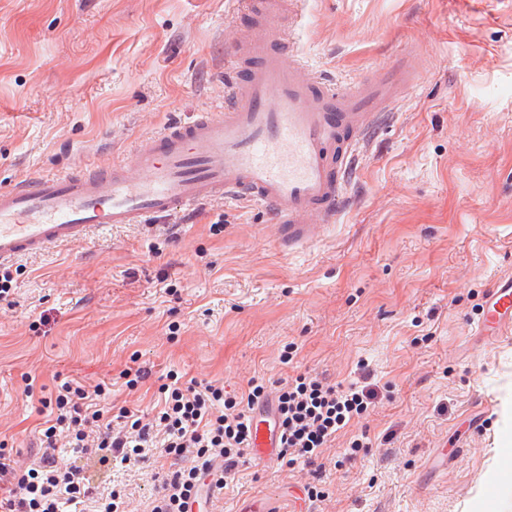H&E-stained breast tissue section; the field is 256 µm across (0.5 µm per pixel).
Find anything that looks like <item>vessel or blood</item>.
<instances>
[{
	"instance_id": "1",
	"label": "vessel or blood",
	"mask_w": 512,
	"mask_h": 512,
	"mask_svg": "<svg viewBox=\"0 0 512 512\" xmlns=\"http://www.w3.org/2000/svg\"><path fill=\"white\" fill-rule=\"evenodd\" d=\"M256 18L224 59V109L195 114L139 140L134 169L94 167L28 177L0 190V266L72 244L118 224H144L177 208L246 200L274 223L290 251L340 216L355 150L391 111L412 71L342 89L307 74L294 33L305 0H243ZM477 327L512 334V277L485 296ZM269 406L253 414L252 448L273 458Z\"/></svg>"
}]
</instances>
